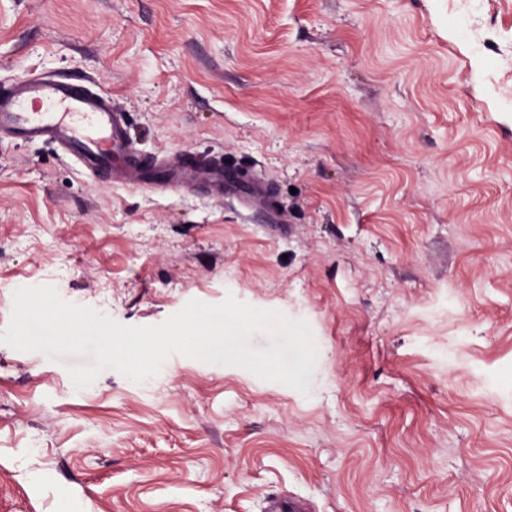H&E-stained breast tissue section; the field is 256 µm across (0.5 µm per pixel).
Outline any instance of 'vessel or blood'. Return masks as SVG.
<instances>
[{
  "label": "vessel or blood",
  "mask_w": 512,
  "mask_h": 512,
  "mask_svg": "<svg viewBox=\"0 0 512 512\" xmlns=\"http://www.w3.org/2000/svg\"><path fill=\"white\" fill-rule=\"evenodd\" d=\"M4 143L50 145L81 173L123 188L195 189L245 208L268 199L263 180L240 184L233 167L223 162L202 169L186 151L174 157L140 152L128 113L83 78L34 75L0 86V145Z\"/></svg>",
  "instance_id": "obj_1"
}]
</instances>
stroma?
I'll list each match as a JSON object with an SVG mask.
<instances>
[{"label": "stroma", "mask_w": 512, "mask_h": 512, "mask_svg": "<svg viewBox=\"0 0 512 512\" xmlns=\"http://www.w3.org/2000/svg\"><path fill=\"white\" fill-rule=\"evenodd\" d=\"M0 0V82L92 78L147 153L274 209L0 147V331L53 285L128 326L226 295L307 321L308 394L171 356L136 383L0 344V512H512V0Z\"/></svg>", "instance_id": "obj_1"}]
</instances>
